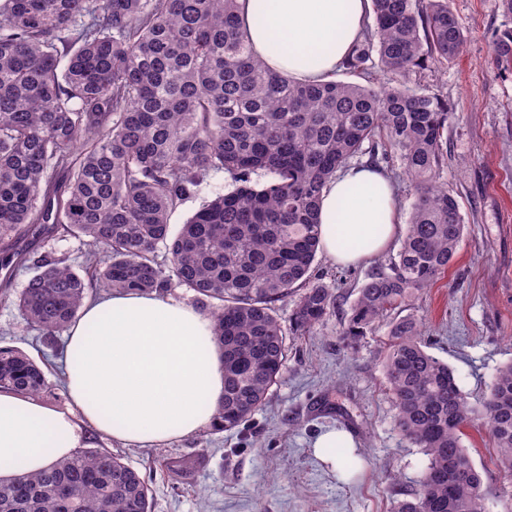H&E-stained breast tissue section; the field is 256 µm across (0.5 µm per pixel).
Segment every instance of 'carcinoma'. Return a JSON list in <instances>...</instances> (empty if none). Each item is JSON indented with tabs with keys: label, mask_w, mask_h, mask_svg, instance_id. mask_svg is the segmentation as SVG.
I'll return each mask as SVG.
<instances>
[{
	"label": "carcinoma",
	"mask_w": 512,
	"mask_h": 512,
	"mask_svg": "<svg viewBox=\"0 0 512 512\" xmlns=\"http://www.w3.org/2000/svg\"><path fill=\"white\" fill-rule=\"evenodd\" d=\"M237 9V0H0V266L25 259L26 237L78 234L92 247L83 276L59 260L36 264L20 314L52 346L94 288L192 290L224 353L217 433L265 405L286 370V336L335 312L336 292L313 273L317 212L351 159H399L414 202L396 258L368 275L351 306L347 346L447 272L465 229L442 181L448 103L408 85L464 48L449 0H372L373 24L341 63L358 82L296 83L268 70ZM491 56L512 66V28L494 34ZM222 171L235 189L170 236L172 211ZM258 171L269 176L261 185ZM293 295L285 328L276 304ZM387 336L397 425L428 457L418 489L392 512H485L489 491L463 429L486 428L512 476V362L475 405L426 350L413 316L392 318ZM45 388L34 359L0 346V389ZM151 509L147 481L99 448L0 479V512Z\"/></svg>",
	"instance_id": "cac0c4a2"
}]
</instances>
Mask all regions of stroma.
I'll list each match as a JSON object with an SVG mask.
<instances>
[{"mask_svg": "<svg viewBox=\"0 0 512 512\" xmlns=\"http://www.w3.org/2000/svg\"><path fill=\"white\" fill-rule=\"evenodd\" d=\"M466 44L442 67L411 76V84L440 95L449 105L448 167L444 178L458 194L466 224L454 264L409 306L420 323L430 354L448 363L470 399L481 398L499 367L512 362V67L491 58L492 34L512 28L501 0H450ZM229 174L218 172L170 216L178 232L203 204L232 190ZM399 249L391 244L355 267L317 256L316 268L335 288L333 314L308 335L288 336L287 370L266 407L239 429H204L162 446L123 444L84 430L86 446L121 454L148 482L153 512H390L393 497L414 492L427 464L396 423V409L383 372L386 331L355 348L342 341L344 319L368 274L387 265ZM90 247L86 237L57 235L28 242V265L15 268L0 296V346L46 358L45 405H67L62 358L41 343L38 330L20 316L12 297L33 274L32 262L50 258L80 265ZM348 432L358 476L344 462L328 465L311 444L322 431ZM464 444L485 486L499 501L512 499V479L495 464L487 431L466 428ZM167 458L187 460L191 470L173 481Z\"/></svg>", "mask_w": 512, "mask_h": 512, "instance_id": "35a3bbf8", "label": "stroma"}]
</instances>
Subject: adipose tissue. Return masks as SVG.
Instances as JSON below:
<instances>
[{"mask_svg":"<svg viewBox=\"0 0 512 512\" xmlns=\"http://www.w3.org/2000/svg\"><path fill=\"white\" fill-rule=\"evenodd\" d=\"M254 55L296 82L331 80L356 41L371 0H238ZM319 247L353 266L399 230L388 178L367 167L339 171L322 193ZM68 407L0 391V478L35 473L80 448L83 428L125 443L163 445L214 422L224 394L213 321L157 294L113 291L87 302L68 330Z\"/></svg>","mask_w":512,"mask_h":512,"instance_id":"1","label":"adipose tissue"}]
</instances>
